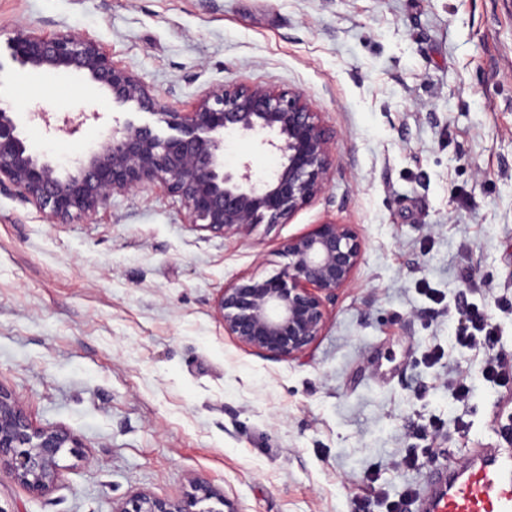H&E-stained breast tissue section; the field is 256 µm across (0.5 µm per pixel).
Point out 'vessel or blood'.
Returning <instances> with one entry per match:
<instances>
[{"instance_id":"vessel-or-blood-1","label":"vessel or blood","mask_w":512,"mask_h":512,"mask_svg":"<svg viewBox=\"0 0 512 512\" xmlns=\"http://www.w3.org/2000/svg\"><path fill=\"white\" fill-rule=\"evenodd\" d=\"M428 512H512V451H497L453 472Z\"/></svg>"}]
</instances>
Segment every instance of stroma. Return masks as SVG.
<instances>
[{
	"instance_id": "35a3bbf8",
	"label": "stroma",
	"mask_w": 512,
	"mask_h": 512,
	"mask_svg": "<svg viewBox=\"0 0 512 512\" xmlns=\"http://www.w3.org/2000/svg\"><path fill=\"white\" fill-rule=\"evenodd\" d=\"M19 28L96 40L178 112L221 83L301 91L335 140L321 195L223 236L158 183L66 224L0 189V388L81 444L40 495L1 470L0 512H112L194 479L225 512H387L478 444L512 449V383L449 346L447 305L469 273L512 354V0H0V103L69 168L114 119L156 118L82 73L11 62ZM34 106L102 118L62 137L28 124ZM326 220L362 254L316 342L273 358L225 332L224 287L277 274L288 239ZM410 448L422 467L401 466Z\"/></svg>"
}]
</instances>
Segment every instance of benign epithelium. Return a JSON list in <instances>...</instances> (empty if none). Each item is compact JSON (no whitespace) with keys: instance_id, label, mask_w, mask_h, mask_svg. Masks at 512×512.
<instances>
[{"instance_id":"benign-epithelium-1","label":"benign epithelium","mask_w":512,"mask_h":512,"mask_svg":"<svg viewBox=\"0 0 512 512\" xmlns=\"http://www.w3.org/2000/svg\"><path fill=\"white\" fill-rule=\"evenodd\" d=\"M10 58L23 68L60 74L78 71L112 100L134 102L157 117L159 135L132 120L115 122L97 146L63 169L33 151L21 136L11 108L0 106V187L9 186L53 224L91 216L113 195L156 182L184 201L193 226L224 235L254 224H285L326 188L333 132L304 95L264 86L217 84L189 112L170 109L132 73L115 65L96 41L70 31L51 36L17 29L8 38ZM31 121L66 136L77 134L97 111L77 121L51 122L43 108ZM238 134L272 153L277 164L262 178L244 158L224 165V136ZM288 263L277 274L224 288L215 310L224 330L256 351L295 358L326 326L325 303L344 288L361 258V243L346 224L325 221L284 245ZM78 440L59 427L38 428L12 396L0 389V469L35 494L59 478L63 449L77 452ZM219 496L195 482L181 498L140 492L113 512H195Z\"/></svg>"}]
</instances>
